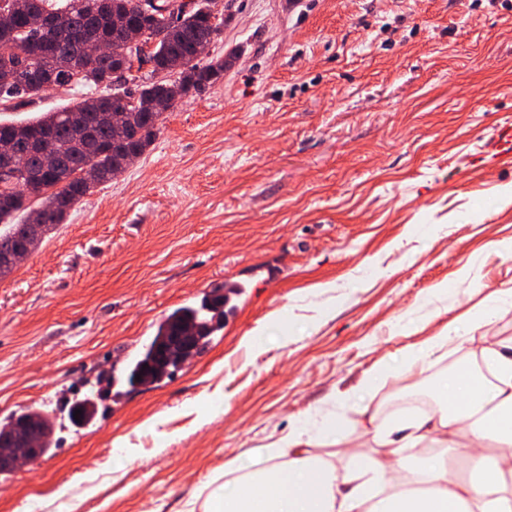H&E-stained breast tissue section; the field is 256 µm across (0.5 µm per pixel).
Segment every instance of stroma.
<instances>
[{
    "mask_svg": "<svg viewBox=\"0 0 512 512\" xmlns=\"http://www.w3.org/2000/svg\"><path fill=\"white\" fill-rule=\"evenodd\" d=\"M224 79L179 100L153 144L0 279V425L40 408L57 446L0 478V512H197L226 463L308 410L352 395L380 358L415 351L512 288V0H224ZM66 87L0 120L93 96ZM237 284L196 357L121 382L180 307ZM512 342L480 323L470 365ZM457 353L375 380L312 448L338 469L376 454L387 406ZM98 412L77 426L72 389Z\"/></svg>",
    "mask_w": 512,
    "mask_h": 512,
    "instance_id": "obj_1",
    "label": "stroma"
}]
</instances>
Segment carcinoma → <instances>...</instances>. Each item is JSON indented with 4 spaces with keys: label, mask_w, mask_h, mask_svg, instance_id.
<instances>
[{
    "label": "carcinoma",
    "mask_w": 512,
    "mask_h": 512,
    "mask_svg": "<svg viewBox=\"0 0 512 512\" xmlns=\"http://www.w3.org/2000/svg\"><path fill=\"white\" fill-rule=\"evenodd\" d=\"M152 14H139L136 0H10L12 33L0 39V61L9 63V71L0 70V104L21 105L30 100L31 69L29 61H40L42 73L60 84L78 74L80 85L103 88L95 102L83 99L56 112L26 122H0V143H11L24 153V166L9 179L8 191L0 192V223L7 226L0 234V249L19 243L27 232V221L33 210H41L42 236L65 222L70 211L87 194L126 170L128 154L141 155L154 142L162 113L154 111L160 96L169 100L199 94L224 77L235 55H218L207 60L197 55L204 42H217L224 32V22L213 24L217 0H201L191 10L174 18L168 11V0H156ZM41 16L54 23L52 30L31 27V19ZM128 28L142 31L144 40L152 44V55L160 68L178 67L173 80L156 85L151 81L136 85L134 104L130 107V133L127 139H114L110 120L113 103L108 95L112 75L124 60L121 49ZM96 36L114 47V52L91 66L83 55L86 39ZM37 141L42 150L56 154L63 166L43 175L45 193L38 199L26 194L29 176L40 169V154L27 151V144ZM96 171V179L82 177L85 168ZM170 323L194 325L202 335L212 334V321L199 311L183 308L174 311L157 331L163 336ZM149 353L136 363L131 379L151 384L178 367L173 362L164 369L143 368Z\"/></svg>",
    "instance_id": "carcinoma-1"
}]
</instances>
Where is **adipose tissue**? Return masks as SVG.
<instances>
[{"label": "adipose tissue", "mask_w": 512, "mask_h": 512, "mask_svg": "<svg viewBox=\"0 0 512 512\" xmlns=\"http://www.w3.org/2000/svg\"><path fill=\"white\" fill-rule=\"evenodd\" d=\"M486 375L465 370L439 377L444 403L438 416L400 419L391 434L377 435L382 454L364 457L353 470L311 455L320 432L340 431L326 417L320 429L295 422L284 445L270 449L264 467L214 490L203 512H512V353L482 349ZM441 454L408 465L401 449L424 442ZM467 444L470 471L459 479L446 455Z\"/></svg>", "instance_id": "ef3b65f1"}]
</instances>
